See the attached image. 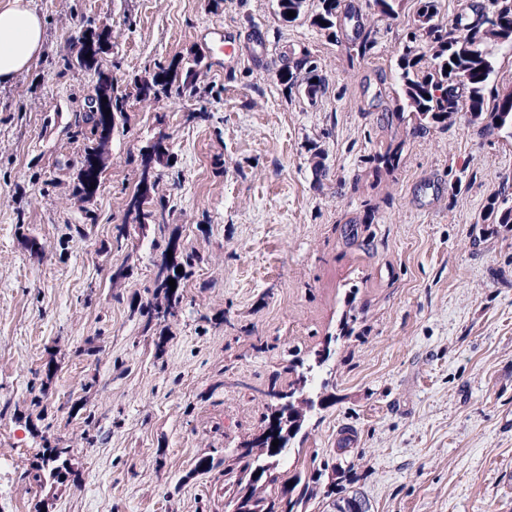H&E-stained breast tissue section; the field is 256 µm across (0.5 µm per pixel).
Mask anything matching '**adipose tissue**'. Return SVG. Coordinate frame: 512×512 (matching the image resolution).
I'll return each instance as SVG.
<instances>
[{"label":"adipose tissue","instance_id":"adipose-tissue-1","mask_svg":"<svg viewBox=\"0 0 512 512\" xmlns=\"http://www.w3.org/2000/svg\"><path fill=\"white\" fill-rule=\"evenodd\" d=\"M45 20L31 0H9L0 7V87L28 71L42 57Z\"/></svg>","mask_w":512,"mask_h":512}]
</instances>
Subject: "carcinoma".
Here are the masks:
<instances>
[{
  "instance_id": "obj_1",
  "label": "carcinoma",
  "mask_w": 512,
  "mask_h": 512,
  "mask_svg": "<svg viewBox=\"0 0 512 512\" xmlns=\"http://www.w3.org/2000/svg\"><path fill=\"white\" fill-rule=\"evenodd\" d=\"M305 0H278L279 16L285 22L294 21L288 11L300 16ZM340 0H321V11L314 23L326 30L336 28ZM437 0H418V9L412 31L407 35L397 62L401 98L404 107L421 120L445 122L459 112L478 120L488 115L493 128L512 138V89L494 93L488 91L495 71L494 51L512 49V0H488L476 8V14H459L450 27L437 20ZM112 31L108 27L80 31L81 44L75 65L96 77L94 94L87 98L85 111L78 120L89 128L91 145L85 147L81 167L73 192L90 198L95 190L91 184L100 183L104 170V154L112 136L115 114L124 113L129 100L157 101L168 95L177 80L179 65L157 66L151 73V84L135 78L131 90L121 91L115 86L112 72L104 65L102 54L111 44ZM450 70H445V66ZM315 61L302 58L280 72V80L287 87L298 83L297 74L305 73V94L314 98L324 88L317 74ZM142 184H137L128 207L141 224L158 222L166 204L154 201L156 183H151L147 199L139 201ZM158 206H153V203ZM485 220L491 224H512V195L493 200ZM174 279L175 290H170L169 279ZM158 294L148 302L144 314L148 320L167 321L177 316L184 299L181 278L176 265L162 264L156 274ZM70 449L45 448L33 466V480L39 485L48 482L64 485L72 475L69 463ZM257 464L253 448L237 453L232 463L224 468L227 483L224 487V512H294V509L317 495V482L303 477L298 471L279 487L277 477L256 474Z\"/></svg>"
}]
</instances>
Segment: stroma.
I'll list each match as a JSON object with an SVG mask.
<instances>
[{"mask_svg":"<svg viewBox=\"0 0 512 512\" xmlns=\"http://www.w3.org/2000/svg\"><path fill=\"white\" fill-rule=\"evenodd\" d=\"M32 5L45 55L0 88V512H224L225 456L324 350L326 402L279 480L318 472L370 512H512V224L484 221L512 192V140L462 113L422 124L400 111L417 0L394 18L342 0L350 17L332 34L312 23L320 0L292 23L276 0ZM102 25L119 83L203 65L195 96L129 101L82 200L76 116L95 78L63 60ZM304 57L325 82L312 101L279 80ZM160 139L156 194L173 207L161 232L127 212ZM171 242L197 260L178 317L151 323L142 308ZM121 265L130 276L113 281ZM54 446L76 473L55 491L29 476Z\"/></svg>","mask_w":512,"mask_h":512,"instance_id":"stroma-1","label":"stroma"}]
</instances>
